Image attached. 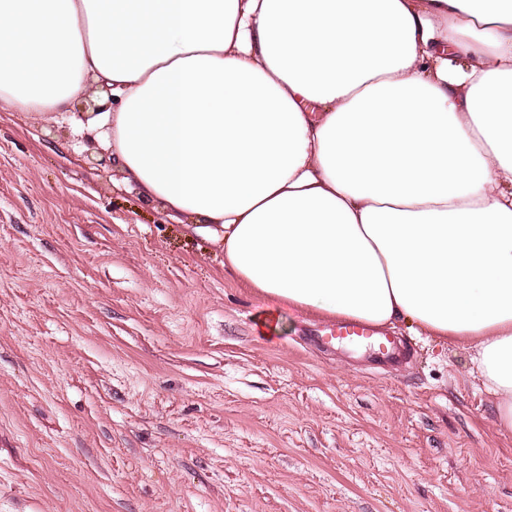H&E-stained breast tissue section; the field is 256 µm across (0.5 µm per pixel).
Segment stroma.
Here are the masks:
<instances>
[{
  "mask_svg": "<svg viewBox=\"0 0 512 512\" xmlns=\"http://www.w3.org/2000/svg\"><path fill=\"white\" fill-rule=\"evenodd\" d=\"M109 154L0 111V512H512L465 346L316 343Z\"/></svg>",
  "mask_w": 512,
  "mask_h": 512,
  "instance_id": "obj_1",
  "label": "stroma"
}]
</instances>
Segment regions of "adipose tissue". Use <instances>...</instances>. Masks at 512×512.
I'll list each match as a JSON object with an SVG mask.
<instances>
[{"mask_svg":"<svg viewBox=\"0 0 512 512\" xmlns=\"http://www.w3.org/2000/svg\"><path fill=\"white\" fill-rule=\"evenodd\" d=\"M93 84L239 284L467 344L512 434V0H0V105Z\"/></svg>","mask_w":512,"mask_h":512,"instance_id":"1","label":"adipose tissue"}]
</instances>
